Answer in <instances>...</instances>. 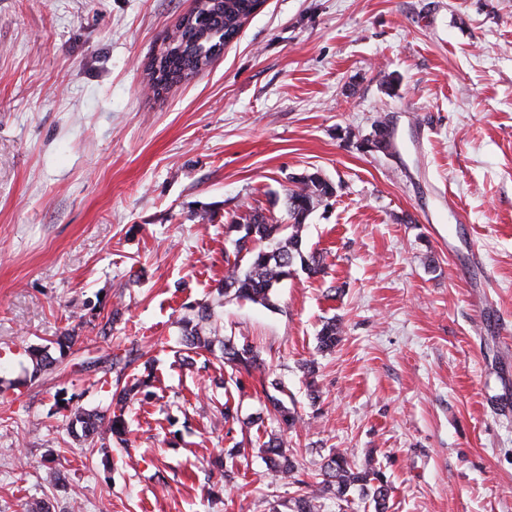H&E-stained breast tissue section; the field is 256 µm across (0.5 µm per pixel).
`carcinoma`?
Masks as SVG:
<instances>
[{"label":"carcinoma","mask_w":512,"mask_h":512,"mask_svg":"<svg viewBox=\"0 0 512 512\" xmlns=\"http://www.w3.org/2000/svg\"><path fill=\"white\" fill-rule=\"evenodd\" d=\"M254 8V0H219L207 6L216 15L207 25L198 23L191 13L184 16L155 56L158 72H150L151 83L161 85L164 90L208 67L215 58L214 49L223 48L237 38ZM335 194L334 185L319 173L306 174L294 180V187L285 193L288 223L277 224L255 210L245 218V223L229 225L228 229H238L243 235L236 240L235 261L224 275L219 295L269 307L273 289L295 273L296 268L312 277L324 273L323 256L304 252L303 231L313 210ZM211 317V305L204 301L180 319L186 345L208 350L219 342L223 345L224 363L235 371L248 372L258 367L260 358L252 346H240L230 338L208 335L206 324ZM342 333L339 320L325 321L317 336L318 350L333 351L341 341ZM76 342L75 336L69 333L59 339L57 358L39 348L29 349L34 374L61 367ZM267 399L272 411L288 428L292 429L302 421L296 409L287 407L283 400L273 395ZM70 423L73 427L80 426L82 436L92 442L103 443L126 433V423L120 414L87 413L76 409L71 412ZM263 452L273 476L298 486L293 512H318V500L326 497L347 503L354 492L369 499L374 512H388L390 508L392 488L384 473L373 467L358 468L351 454L344 449H332L324 457L320 468L322 480L315 485L305 479L299 460L286 453L279 438L272 437L265 442Z\"/></svg>","instance_id":"1"}]
</instances>
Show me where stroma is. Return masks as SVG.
I'll return each instance as SVG.
<instances>
[{"label":"stroma","instance_id":"obj_1","mask_svg":"<svg viewBox=\"0 0 512 512\" xmlns=\"http://www.w3.org/2000/svg\"><path fill=\"white\" fill-rule=\"evenodd\" d=\"M194 6L0 0V512H290L261 452L277 433L308 473L332 448L379 468L389 512H512V0H266L209 67L149 92ZM380 116L389 152L363 145ZM313 172L336 188L303 232L326 274L268 308L219 298L228 224L287 223L292 177ZM470 248L476 283L456 274ZM204 300L263 361L239 385L221 344L206 371L177 356ZM67 329L65 372L31 378L27 348L57 354ZM111 344L147 352L130 371L154 379L126 440L88 450L67 414L110 404L115 373L88 361ZM274 381L293 431L266 413ZM227 457L235 482L208 483ZM342 333L343 330L339 320L325 321L317 336L318 350L321 352L333 351L341 341Z\"/></svg>","mask_w":512,"mask_h":512}]
</instances>
